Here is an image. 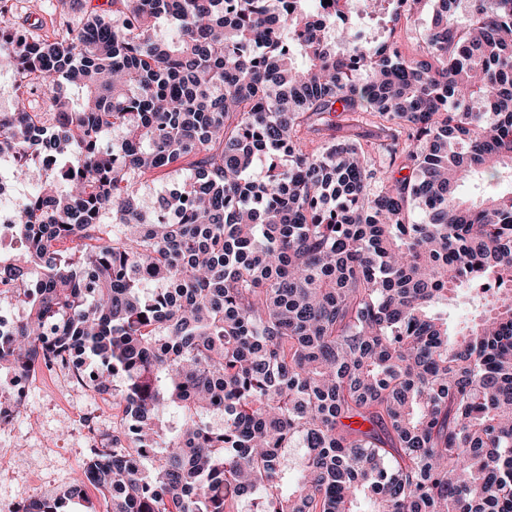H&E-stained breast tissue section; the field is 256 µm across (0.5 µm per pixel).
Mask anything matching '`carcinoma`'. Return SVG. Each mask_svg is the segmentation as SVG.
<instances>
[{"mask_svg":"<svg viewBox=\"0 0 512 512\" xmlns=\"http://www.w3.org/2000/svg\"><path fill=\"white\" fill-rule=\"evenodd\" d=\"M430 1L407 57L391 33ZM8 2L0 156L58 169L0 258L25 309L0 382L75 354L129 423L15 512L89 485L106 512H512V192L458 196L512 175V0H356L379 42L307 0H107L50 36Z\"/></svg>","mask_w":512,"mask_h":512,"instance_id":"carcinoma-1","label":"carcinoma"}]
</instances>
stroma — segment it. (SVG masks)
I'll use <instances>...</instances> for the list:
<instances>
[{
    "mask_svg": "<svg viewBox=\"0 0 512 512\" xmlns=\"http://www.w3.org/2000/svg\"><path fill=\"white\" fill-rule=\"evenodd\" d=\"M12 24L32 28L53 15L75 19L84 4L106 0H12ZM29 412L23 433L0 430V512L56 494L81 474L96 437L122 429L112 399L91 389L76 390L56 373L38 371L29 380Z\"/></svg>",
    "mask_w": 512,
    "mask_h": 512,
    "instance_id": "1",
    "label": "stroma"
}]
</instances>
